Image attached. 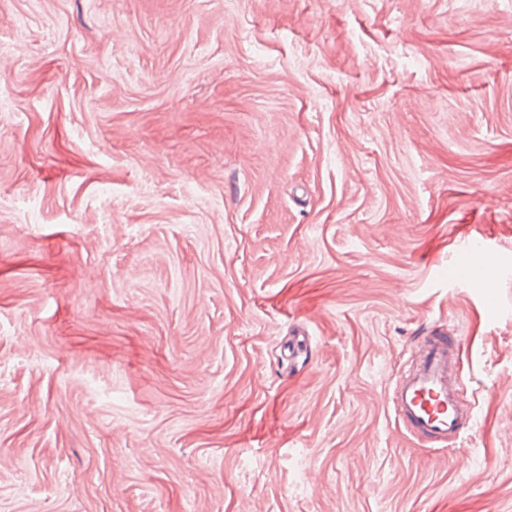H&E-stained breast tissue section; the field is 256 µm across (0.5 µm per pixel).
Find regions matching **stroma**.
Listing matches in <instances>:
<instances>
[{
	"mask_svg": "<svg viewBox=\"0 0 512 512\" xmlns=\"http://www.w3.org/2000/svg\"><path fill=\"white\" fill-rule=\"evenodd\" d=\"M0 512H512V0H0ZM497 254L487 249L472 252L469 249L459 247L453 256V262L448 268V279L454 281L476 282V271L479 266L487 261L495 259ZM460 362V343L444 327L422 336L415 363L387 394L389 406L414 435L445 446L458 440L469 420L459 398Z\"/></svg>",
	"mask_w": 512,
	"mask_h": 512,
	"instance_id": "obj_1",
	"label": "stroma"
}]
</instances>
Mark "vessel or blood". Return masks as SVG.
<instances>
[{
    "label": "vessel or blood",
    "mask_w": 512,
    "mask_h": 512,
    "mask_svg": "<svg viewBox=\"0 0 512 512\" xmlns=\"http://www.w3.org/2000/svg\"><path fill=\"white\" fill-rule=\"evenodd\" d=\"M495 257V252L487 249L474 252L458 248L448 277L475 281L479 266ZM460 362L459 342L444 329L431 331L422 337L415 363L389 389V406L414 435L442 445L458 440L469 419L459 398Z\"/></svg>",
    "instance_id": "vessel-or-blood-1"
}]
</instances>
